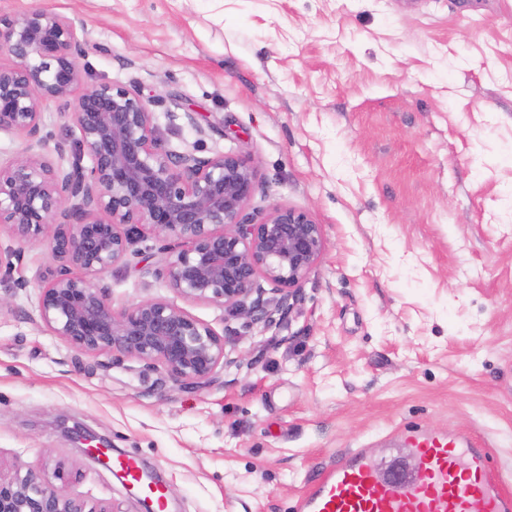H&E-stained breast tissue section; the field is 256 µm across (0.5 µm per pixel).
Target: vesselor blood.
Returning a JSON list of instances; mask_svg holds the SVG:
<instances>
[{"label":"vessel or blood","mask_w":512,"mask_h":512,"mask_svg":"<svg viewBox=\"0 0 512 512\" xmlns=\"http://www.w3.org/2000/svg\"><path fill=\"white\" fill-rule=\"evenodd\" d=\"M414 472L379 477L361 448L344 454L301 497L298 512H512V493L494 474L490 449L439 432L413 441ZM125 480L162 502L164 487L144 485L136 457L113 460Z\"/></svg>","instance_id":"obj_1"}]
</instances>
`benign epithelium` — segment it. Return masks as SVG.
<instances>
[{"label": "benign epithelium", "mask_w": 512, "mask_h": 512, "mask_svg": "<svg viewBox=\"0 0 512 512\" xmlns=\"http://www.w3.org/2000/svg\"><path fill=\"white\" fill-rule=\"evenodd\" d=\"M85 28L49 10L0 18V134L23 147L0 161V230L20 245L50 249L56 267L40 288L38 317L53 335L88 354L161 369L173 386L215 379L218 367L251 368L224 335L173 301L152 298L116 311L103 277L150 239L164 263L155 275L179 298L220 305L249 327H282L325 250L323 225L290 206L247 212L259 188L236 153L165 151L153 100L135 87H82ZM80 137L69 165L48 157L42 107L63 106ZM88 157L90 165L81 164ZM0 512H120L111 501L69 493L36 469L0 471Z\"/></svg>", "instance_id": "1"}]
</instances>
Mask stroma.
<instances>
[{"instance_id":"stroma-1","label":"stroma","mask_w":512,"mask_h":512,"mask_svg":"<svg viewBox=\"0 0 512 512\" xmlns=\"http://www.w3.org/2000/svg\"><path fill=\"white\" fill-rule=\"evenodd\" d=\"M32 9L86 27V85L155 100L162 149L250 158V209L309 212L326 249L283 329L186 303L252 367L183 390L43 326L49 249L0 265V463L139 512L79 424L161 476L165 512H297L342 452L408 470V436L445 431L512 490V0H0ZM134 248L117 310L174 297Z\"/></svg>"}]
</instances>
